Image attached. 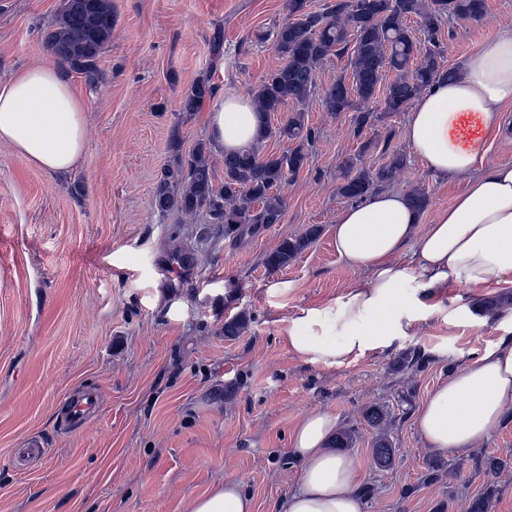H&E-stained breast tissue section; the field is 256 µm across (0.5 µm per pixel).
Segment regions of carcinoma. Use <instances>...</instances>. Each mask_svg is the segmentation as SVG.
<instances>
[{"mask_svg":"<svg viewBox=\"0 0 512 512\" xmlns=\"http://www.w3.org/2000/svg\"><path fill=\"white\" fill-rule=\"evenodd\" d=\"M486 0H326L322 8L311 10L307 0H286L288 15L266 38L272 40L281 64L249 88L256 112L267 119L288 104L298 107L275 130L263 124V131L252 145L224 154V181L216 183L206 160V145L198 144L183 159L166 167L152 199L162 213L202 211L207 223L224 225V236L256 234L281 223L286 203L280 196L281 183L297 175L308 159L306 145L314 131L305 126L301 107L314 95L321 97L327 111L334 114L356 111L354 135L382 119L369 108L378 103L381 112H401L412 105L434 83L455 72L440 63L442 50L437 33L443 20H478L485 13ZM417 16L425 26L429 47L417 42L407 19ZM114 15L112 0H61L45 35L48 50L70 70L84 75L90 84L98 79V62L112 40ZM348 56L350 77L339 76L327 85L317 82L318 68L330 58ZM216 94L210 79L198 80L184 95L180 111L190 115L206 99ZM296 142L281 155L263 151V141L271 134ZM392 137L384 141L389 160L375 168L361 166L363 154L372 141L362 143L357 156L343 163L342 197L358 202L370 193L393 184L404 167V157L390 149ZM406 198L422 212L429 196L420 187ZM318 235L311 227L294 239H285L264 261L267 269L279 270L294 260ZM249 325L241 312L224 322V336L241 335ZM363 422L375 431L372 455L381 469L393 466L396 448L389 438L390 412L371 404L362 412ZM497 493L488 482L481 494L471 499L465 512H489Z\"/></svg>","mask_w":512,"mask_h":512,"instance_id":"carcinoma-1","label":"carcinoma"}]
</instances>
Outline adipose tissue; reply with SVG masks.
Returning <instances> with one entry per match:
<instances>
[{
  "label": "adipose tissue",
  "instance_id": "obj_1",
  "mask_svg": "<svg viewBox=\"0 0 512 512\" xmlns=\"http://www.w3.org/2000/svg\"><path fill=\"white\" fill-rule=\"evenodd\" d=\"M512 103V32L483 43L451 79L414 103L405 139L437 178L462 177L465 190L431 224H422L404 194L377 191L341 210L333 241L343 263L362 273L329 312L310 310L290 320L292 352L317 365L389 346L416 327L414 310L451 284L480 289L512 283V164L486 163L502 134L498 108ZM86 106L57 67L40 63L0 78V145L49 173L82 159ZM216 154L254 142L262 120L250 98L216 99L209 126ZM409 259H402L405 246ZM415 283L414 298L403 289ZM512 411V339L471 357L427 396L417 415L431 447L457 455L486 441ZM338 418L306 414L295 426L290 453L298 481L271 512H363L360 463L329 447ZM186 512H254L239 481L227 478L191 498Z\"/></svg>",
  "mask_w": 512,
  "mask_h": 512
}]
</instances>
